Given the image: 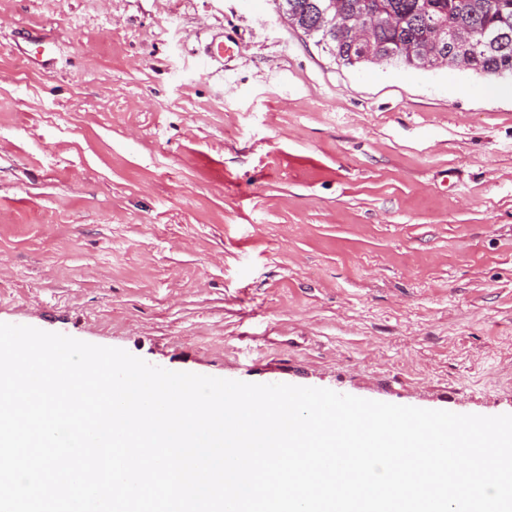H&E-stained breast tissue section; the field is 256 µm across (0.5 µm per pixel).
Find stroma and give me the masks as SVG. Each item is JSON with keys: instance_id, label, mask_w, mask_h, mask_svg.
<instances>
[{"instance_id": "35a3bbf8", "label": "stroma", "mask_w": 512, "mask_h": 512, "mask_svg": "<svg viewBox=\"0 0 512 512\" xmlns=\"http://www.w3.org/2000/svg\"><path fill=\"white\" fill-rule=\"evenodd\" d=\"M511 86L338 65L274 0H0V323L512 414Z\"/></svg>"}]
</instances>
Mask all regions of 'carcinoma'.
Returning a JSON list of instances; mask_svg holds the SVG:
<instances>
[{
    "mask_svg": "<svg viewBox=\"0 0 512 512\" xmlns=\"http://www.w3.org/2000/svg\"><path fill=\"white\" fill-rule=\"evenodd\" d=\"M351 16L379 19L382 24L374 31V43L381 49L398 44L421 43L436 24L463 29L480 30L497 27L508 21L512 29V0H280L288 10L305 14L309 23L316 21L311 6L324 8L331 3ZM304 35L341 65L354 67L371 63L362 59L353 49L352 41L344 31L313 32L302 21H297ZM405 69H421L422 61L416 55L401 54L392 59L377 60ZM470 70L486 76H512V47L507 50H477L471 60Z\"/></svg>",
    "mask_w": 512,
    "mask_h": 512,
    "instance_id": "1",
    "label": "carcinoma"
}]
</instances>
